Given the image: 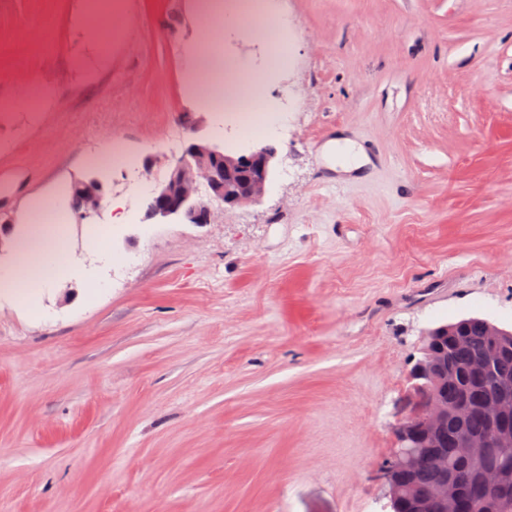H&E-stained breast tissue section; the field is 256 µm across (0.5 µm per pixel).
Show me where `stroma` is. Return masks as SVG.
<instances>
[{
  "label": "stroma",
  "instance_id": "35a3bbf8",
  "mask_svg": "<svg viewBox=\"0 0 512 512\" xmlns=\"http://www.w3.org/2000/svg\"><path fill=\"white\" fill-rule=\"evenodd\" d=\"M194 3L130 0L114 47L83 0H0V227L91 176L127 206L106 288L0 299V512H386L423 328L512 325V0H273L274 74L254 19ZM202 44L290 118L260 203L158 224L91 156L159 181L188 137L252 145L187 89Z\"/></svg>",
  "mask_w": 512,
  "mask_h": 512
}]
</instances>
